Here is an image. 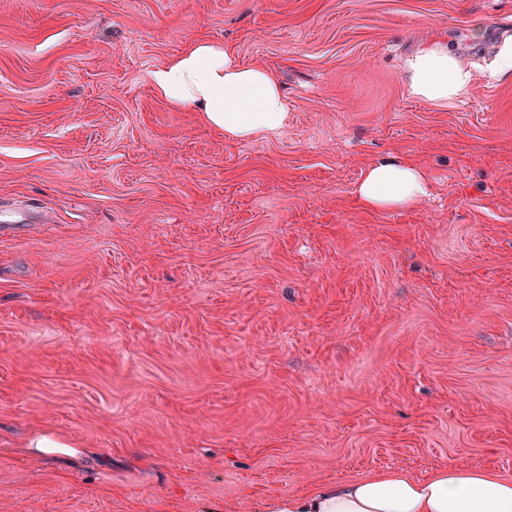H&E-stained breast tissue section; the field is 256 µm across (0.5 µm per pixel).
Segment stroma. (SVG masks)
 Wrapping results in <instances>:
<instances>
[{"instance_id": "stroma-1", "label": "stroma", "mask_w": 512, "mask_h": 512, "mask_svg": "<svg viewBox=\"0 0 512 512\" xmlns=\"http://www.w3.org/2000/svg\"><path fill=\"white\" fill-rule=\"evenodd\" d=\"M442 38L473 85L415 98ZM510 38L512 0H0V512L512 477ZM200 39L277 76L280 134L156 95ZM389 158L428 194L366 208ZM29 448L44 455L70 454L72 452L68 449L71 446L67 443L45 434L33 437L29 442Z\"/></svg>"}]
</instances>
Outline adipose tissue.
<instances>
[{"label": "adipose tissue", "instance_id": "1", "mask_svg": "<svg viewBox=\"0 0 512 512\" xmlns=\"http://www.w3.org/2000/svg\"><path fill=\"white\" fill-rule=\"evenodd\" d=\"M406 71L411 94L432 102L460 99L473 82L471 70L439 43L412 54ZM149 79L171 107L202 113L232 139L273 136L288 124V103L275 75L238 63L219 42L192 43ZM427 190L420 168L392 158L370 165L356 194L366 207L393 209L414 205ZM256 512H512V478L475 465H451L423 479L391 469L261 501Z\"/></svg>", "mask_w": 512, "mask_h": 512}]
</instances>
